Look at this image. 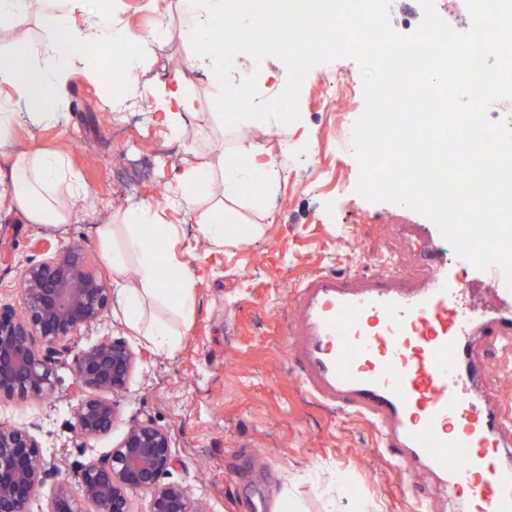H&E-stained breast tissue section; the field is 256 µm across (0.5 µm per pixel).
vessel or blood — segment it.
<instances>
[{
    "label": "vessel or blood",
    "mask_w": 512,
    "mask_h": 512,
    "mask_svg": "<svg viewBox=\"0 0 512 512\" xmlns=\"http://www.w3.org/2000/svg\"><path fill=\"white\" fill-rule=\"evenodd\" d=\"M427 272L409 284L319 272L301 280L288 354L322 400L368 418L396 466L449 473L464 512H512V467L501 464L512 414L489 407L472 387L482 346L512 350V288L496 266L449 260L433 224H402ZM476 282L493 308L464 305Z\"/></svg>",
    "instance_id": "vessel-or-blood-1"
}]
</instances>
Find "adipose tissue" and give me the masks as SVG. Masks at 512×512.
I'll list each match as a JSON object with an SVG mask.
<instances>
[{
  "label": "adipose tissue",
  "instance_id": "ef3b65f1",
  "mask_svg": "<svg viewBox=\"0 0 512 512\" xmlns=\"http://www.w3.org/2000/svg\"><path fill=\"white\" fill-rule=\"evenodd\" d=\"M118 7V0H0V23L20 28L30 14H37L45 35L42 52L51 60L48 69L26 72L18 64L19 57L30 50L25 39L0 50V89L12 92L11 97L0 99V147L9 144L12 127L19 118L16 102H23L35 120L50 119L48 107L64 102L71 73L83 63L87 45H95L120 61L126 82L115 90L117 103L140 91L139 38L130 30L113 26ZM143 91L152 100L156 122L173 135L182 136L194 101L181 83L155 84ZM281 163L280 154L242 136L220 164L204 161L186 167L176 183L167 185L166 201L172 208H185L214 184L219 185L224 198L235 199L256 181L273 182ZM0 193L19 205L32 223L60 226L68 221V211L60 206V199L80 198L86 190L63 158L29 149L14 155ZM195 221L205 238L216 245L241 242L248 236L245 227L225 219L220 205L197 213ZM176 235V225L165 223L159 211L147 204L119 209L109 222L96 227L104 260L117 276L130 272L137 282L136 287L125 291L126 322L159 348L175 347L179 333L167 322L144 321V297L158 299L184 317L193 311L191 274L173 247ZM165 267L179 271V287H165L161 279Z\"/></svg>",
  "mask_w": 512,
  "mask_h": 512
}]
</instances>
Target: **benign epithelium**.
<instances>
[{
    "label": "benign epithelium",
    "mask_w": 512,
    "mask_h": 512,
    "mask_svg": "<svg viewBox=\"0 0 512 512\" xmlns=\"http://www.w3.org/2000/svg\"><path fill=\"white\" fill-rule=\"evenodd\" d=\"M21 312L0 307V401L50 398L56 386L51 352L99 321L112 303L107 281L90 270L77 247L58 249L21 274ZM136 354L120 338L103 337L75 358L79 394L72 416L84 440L107 435L118 418ZM174 466L167 431L150 420L132 424L104 459H90L77 474L78 493L44 457L25 427L0 424V512H27L49 479L45 512H133L130 494H149L147 512H202L184 488L166 483Z\"/></svg>",
    "instance_id": "1"
}]
</instances>
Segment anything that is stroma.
<instances>
[{"instance_id": "obj_1", "label": "stroma", "mask_w": 512, "mask_h": 512, "mask_svg": "<svg viewBox=\"0 0 512 512\" xmlns=\"http://www.w3.org/2000/svg\"><path fill=\"white\" fill-rule=\"evenodd\" d=\"M162 16L171 36L150 46L144 79L181 80L195 97L186 134L172 137L143 103L113 111L111 89L82 65L71 76L59 120L36 125L22 117L14 128L15 149L64 157L86 195L70 201V222L59 227L30 223L17 205L0 204V250L10 256L0 263V306L22 308L20 273L42 259L45 242L82 248L97 274L113 282L94 228L117 205L147 202L164 209L166 223L182 227L176 250L192 273L194 310L188 318H174L145 300V320L172 318L183 333L176 349H155L128 328L125 298L114 286L101 324L54 351V396L2 401L0 423L28 427L47 460L71 477L88 458L106 456L133 423L151 420L171 438L176 464L168 481L204 503L207 512H270L273 497L285 488L305 512H324L323 485L300 479L308 471L338 478L341 512H362L368 503L375 512H457L445 475L414 478L398 471L373 426L314 397L287 354L293 288L300 280L322 271L407 279L419 259L390 227L421 224L424 216L362 197L356 157L336 151L343 127L362 115L363 97L348 102L346 111H331L327 103L337 90L311 76L299 92V125L269 118L245 129L224 126L213 107L216 88L190 64L194 51L182 36L176 0H121L114 22L146 37ZM243 135L274 151L284 141L292 149L273 186L259 181L243 198L223 202L238 224L255 226V234L214 248L182 214L165 210L155 184L179 175L187 160L218 161ZM269 192L271 206L259 209L257 200ZM104 336L124 339L137 362L111 433L87 442L71 425L72 367L79 350ZM480 356L478 391L512 409V362L486 348Z\"/></svg>"}]
</instances>
